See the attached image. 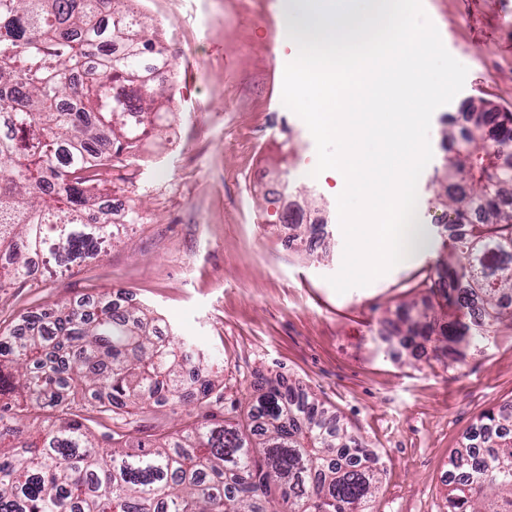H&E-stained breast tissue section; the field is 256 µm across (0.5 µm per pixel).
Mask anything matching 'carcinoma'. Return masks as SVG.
Returning <instances> with one entry per match:
<instances>
[{"mask_svg": "<svg viewBox=\"0 0 512 512\" xmlns=\"http://www.w3.org/2000/svg\"><path fill=\"white\" fill-rule=\"evenodd\" d=\"M120 0H0V289L36 279L38 260L96 258L141 221L112 219L104 187L136 160L172 96L140 79L144 26ZM476 122L494 144L457 151L446 178L463 233L429 291L386 320L443 356L512 324V113L484 99ZM454 306L465 322L448 325ZM160 318L103 295L30 311L0 330V512H375L379 459L316 397L263 378L246 416L224 406L222 355L162 333ZM197 412L175 434L131 443L124 409ZM112 417L100 436L87 423ZM483 441L450 458L448 512H512V402L483 414Z\"/></svg>", "mask_w": 512, "mask_h": 512, "instance_id": "1", "label": "carcinoma"}]
</instances>
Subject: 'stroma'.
<instances>
[{"label":"stroma","mask_w":512,"mask_h":512,"mask_svg":"<svg viewBox=\"0 0 512 512\" xmlns=\"http://www.w3.org/2000/svg\"><path fill=\"white\" fill-rule=\"evenodd\" d=\"M464 87L432 115V158L417 183L428 247L365 287L337 293L343 186L312 177L315 141L282 103L292 59L278 0H136L145 39L171 62L172 114L137 161L113 171L108 193L142 216L102 257L0 290V330L35 309L125 290L171 334L224 357V408L242 411L258 377L296 379L343 417L376 454V512H447L448 459L479 417L512 399V326L487 345L437 361L390 339L386 310L424 301L445 229L437 195L466 126L470 100L512 112V0H422ZM285 198L316 214L328 257L285 245ZM126 433H172L186 413L130 411Z\"/></svg>","instance_id":"1"}]
</instances>
